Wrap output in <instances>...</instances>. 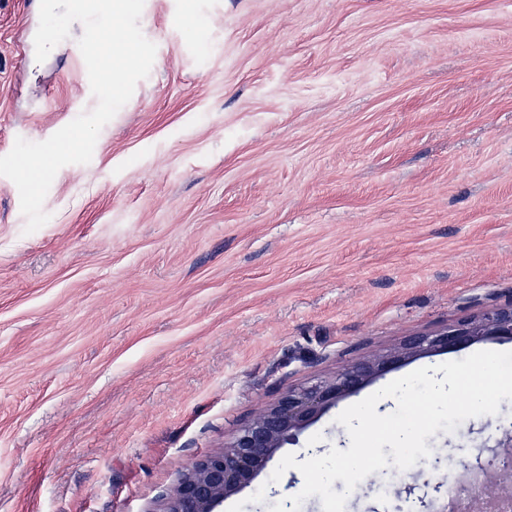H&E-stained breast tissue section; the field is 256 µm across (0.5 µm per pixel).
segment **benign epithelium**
Here are the masks:
<instances>
[{
  "instance_id": "obj_1",
  "label": "benign epithelium",
  "mask_w": 512,
  "mask_h": 512,
  "mask_svg": "<svg viewBox=\"0 0 512 512\" xmlns=\"http://www.w3.org/2000/svg\"><path fill=\"white\" fill-rule=\"evenodd\" d=\"M484 340L512 341V307L489 310L434 334L409 337L384 353L345 365L330 378L286 389L240 426L224 449L197 460L166 496L162 512H222L225 499L250 486L282 448L341 400L406 361L436 352H462ZM497 447L505 452L462 474L481 512H512L511 490L482 497L490 485L512 478V428Z\"/></svg>"
}]
</instances>
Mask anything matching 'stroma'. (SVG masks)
Listing matches in <instances>:
<instances>
[{"instance_id":"35a3bbf8","label":"stroma","mask_w":512,"mask_h":512,"mask_svg":"<svg viewBox=\"0 0 512 512\" xmlns=\"http://www.w3.org/2000/svg\"><path fill=\"white\" fill-rule=\"evenodd\" d=\"M0 0V156L96 100L81 23L35 59ZM149 76L25 233L0 176V512H157L291 386L512 305V0H145ZM340 401L287 453L350 444ZM512 401L363 479L424 512L433 460L496 455ZM267 512L304 478L262 473Z\"/></svg>"}]
</instances>
